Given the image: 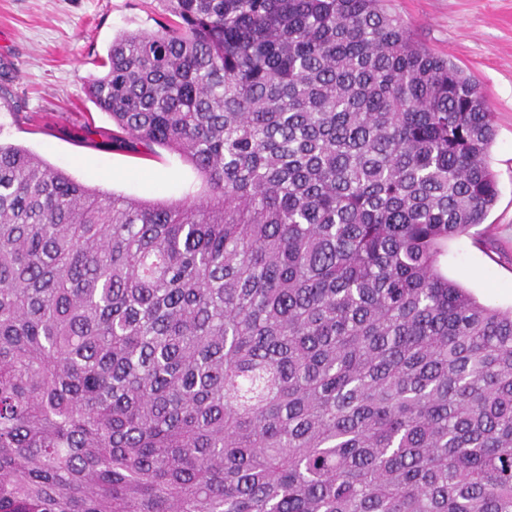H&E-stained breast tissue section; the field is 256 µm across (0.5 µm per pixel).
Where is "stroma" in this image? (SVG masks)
Masks as SVG:
<instances>
[{
    "label": "stroma",
    "mask_w": 512,
    "mask_h": 512,
    "mask_svg": "<svg viewBox=\"0 0 512 512\" xmlns=\"http://www.w3.org/2000/svg\"><path fill=\"white\" fill-rule=\"evenodd\" d=\"M436 55L479 84L495 114L489 163L498 197L484 224L448 242V276L481 301L512 307V0H385ZM165 0H0V141L23 146L75 181L143 200L198 191L167 151L112 144L113 124L85 88L113 36L154 31Z\"/></svg>",
    "instance_id": "35a3bbf8"
}]
</instances>
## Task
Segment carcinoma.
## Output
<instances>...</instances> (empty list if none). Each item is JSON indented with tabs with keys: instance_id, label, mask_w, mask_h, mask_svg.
I'll list each match as a JSON object with an SVG mask.
<instances>
[{
	"instance_id": "obj_1",
	"label": "carcinoma",
	"mask_w": 512,
	"mask_h": 512,
	"mask_svg": "<svg viewBox=\"0 0 512 512\" xmlns=\"http://www.w3.org/2000/svg\"><path fill=\"white\" fill-rule=\"evenodd\" d=\"M166 2L87 94L200 193L0 142V512H512L477 84L381 0Z\"/></svg>"
}]
</instances>
